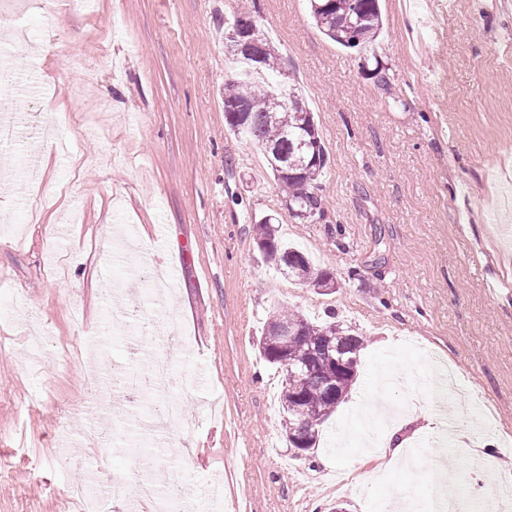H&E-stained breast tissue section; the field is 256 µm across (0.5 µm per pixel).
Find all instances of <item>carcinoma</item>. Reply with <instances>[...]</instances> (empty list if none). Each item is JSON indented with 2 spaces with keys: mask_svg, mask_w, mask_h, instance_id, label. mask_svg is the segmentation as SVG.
<instances>
[{
  "mask_svg": "<svg viewBox=\"0 0 512 512\" xmlns=\"http://www.w3.org/2000/svg\"><path fill=\"white\" fill-rule=\"evenodd\" d=\"M311 17L319 31L345 49L360 52L371 48L383 27L379 0H309ZM225 55L244 65L224 83V111L229 129L249 138L261 151L267 169L281 187L288 211L296 218H324L319 178L330 163L322 135L294 88L282 93L287 64L260 36L251 55L229 49ZM277 219L266 215L255 222L256 244L278 272L320 288L331 279L315 268L300 251L281 240ZM287 322L295 334L285 340L271 336L273 324ZM363 340L336 322L335 316L315 322L297 310L279 308L264 322L258 340L265 361L282 370L280 406L288 418V447L306 451L315 447L320 427L342 400L331 394L349 395L356 380ZM342 347L348 371L333 363L326 349Z\"/></svg>",
  "mask_w": 512,
  "mask_h": 512,
  "instance_id": "carcinoma-1",
  "label": "carcinoma"
}]
</instances>
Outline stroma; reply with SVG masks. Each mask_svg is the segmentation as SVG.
I'll use <instances>...</instances> for the list:
<instances>
[{"label": "stroma", "instance_id": "obj_1", "mask_svg": "<svg viewBox=\"0 0 512 512\" xmlns=\"http://www.w3.org/2000/svg\"><path fill=\"white\" fill-rule=\"evenodd\" d=\"M380 0L381 76L326 40L306 0H15L27 41L0 27V50L27 78L25 121L0 145V512H65L70 486L102 460L91 419L131 409L111 381L130 357L98 331L113 299L163 275L154 299L175 339L164 351L193 381L186 424L154 428L168 456L112 455L120 473L168 461L191 484L224 481L204 512H385L406 496L432 505L428 462L440 435L404 465L363 446L426 435L428 415L479 418L455 445L468 512H486L487 449L512 481V0ZM247 6L287 60L331 163L326 218L293 217L250 141L228 134L224 14ZM332 272L335 291L289 282L261 257L255 217ZM140 241L166 225L160 260L136 277L112 263L113 226ZM335 314L363 337L358 377L297 455L278 405L283 374L256 346L276 307ZM99 390H89L91 381ZM384 410L364 420L362 393ZM78 464L62 469L61 456Z\"/></svg>", "mask_w": 512, "mask_h": 512}]
</instances>
